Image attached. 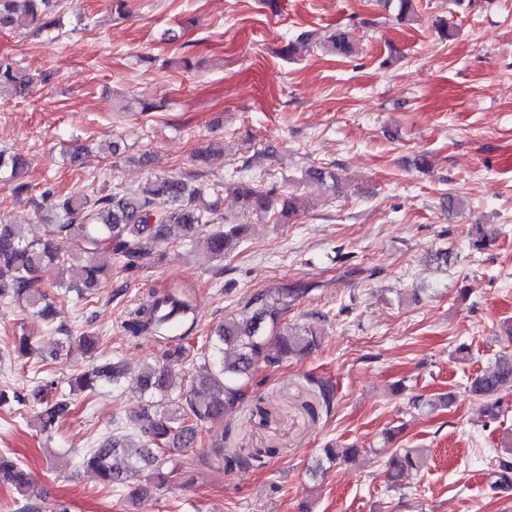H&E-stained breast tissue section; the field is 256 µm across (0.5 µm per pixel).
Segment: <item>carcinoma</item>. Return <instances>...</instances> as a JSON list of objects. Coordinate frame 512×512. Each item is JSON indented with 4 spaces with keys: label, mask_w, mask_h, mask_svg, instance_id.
I'll use <instances>...</instances> for the list:
<instances>
[{
    "label": "carcinoma",
    "mask_w": 512,
    "mask_h": 512,
    "mask_svg": "<svg viewBox=\"0 0 512 512\" xmlns=\"http://www.w3.org/2000/svg\"><path fill=\"white\" fill-rule=\"evenodd\" d=\"M60 2L0 0V32L13 29L23 16L49 33V41L54 42L60 37L55 18ZM324 48L343 56L352 53L347 34L340 30ZM30 82V75L16 68L11 58L0 56V96L22 95ZM24 168L18 156L0 148V181L11 183L18 195L31 191V184L24 180ZM232 192L243 211L260 218L270 216L277 224H292L300 216L297 196H276L259 180L240 181ZM41 198L50 214L39 225L38 236L28 238L17 231V225L0 224V299L22 303L44 319L59 313L57 302L37 287L40 274L49 269L70 272L69 282L58 284L64 300L72 292L82 295L98 287L111 270L114 256L133 267L153 255L158 240L173 235L191 240L214 224L216 228L206 237V252L211 260L222 262L239 245L244 233V225L220 216V197L189 186L183 175H154L137 189L106 194L91 191L58 197L54 188L47 187ZM88 254L100 257V261L93 265L81 263ZM299 295L297 288H267L253 293L246 302L250 316L224 317L207 337L203 362L199 364L191 346L178 343L164 349L161 358L144 363L133 376L122 362L114 361L74 378L71 386L81 391H93L102 382L114 386L128 382L150 399L160 397L154 414L136 424V430L106 436L84 455V464L96 474L99 483L109 488L132 486L131 496L138 500L161 490L181 470L171 459L170 451L195 447L199 428L224 418L226 407L244 395L259 365L276 367L285 359L314 349L321 338L317 325L297 326L285 321ZM152 297V303L128 313L124 320L128 335L160 338L162 333L171 331L168 316L160 311L163 305H172L182 322L191 310L188 302L175 293L155 291ZM38 349V339L27 335L19 337L13 346L21 360ZM188 362L192 364L189 370L185 369ZM468 390L486 401L489 416H497L504 397L512 394V351L499 354L490 369L470 380ZM55 391V380L46 379L35 392L39 396L40 428L47 434L55 430L72 407L68 394L57 395ZM452 403L450 394L427 401L420 396L411 398L415 409H435ZM359 452L358 448L337 443L323 449L331 464L347 462ZM426 463L427 453L422 448H398L390 460L397 478L420 471ZM490 475L495 485L512 488V450L491 462ZM4 479L18 490L27 485L22 467L0 455V481Z\"/></svg>",
    "instance_id": "1"
}]
</instances>
